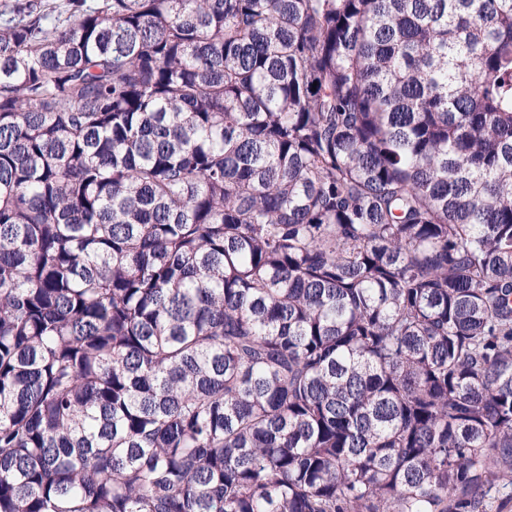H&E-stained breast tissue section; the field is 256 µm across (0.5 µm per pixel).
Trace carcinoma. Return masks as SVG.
Masks as SVG:
<instances>
[{"label": "carcinoma", "mask_w": 512, "mask_h": 512, "mask_svg": "<svg viewBox=\"0 0 512 512\" xmlns=\"http://www.w3.org/2000/svg\"><path fill=\"white\" fill-rule=\"evenodd\" d=\"M512 500V0L0 10V512Z\"/></svg>", "instance_id": "cac0c4a2"}]
</instances>
